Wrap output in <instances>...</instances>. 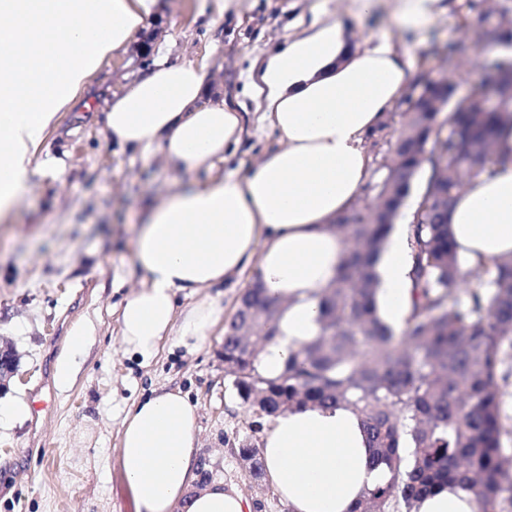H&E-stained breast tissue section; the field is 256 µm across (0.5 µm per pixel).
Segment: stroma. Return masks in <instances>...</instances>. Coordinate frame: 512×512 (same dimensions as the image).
Segmentation results:
<instances>
[{
	"instance_id": "obj_1",
	"label": "stroma",
	"mask_w": 512,
	"mask_h": 512,
	"mask_svg": "<svg viewBox=\"0 0 512 512\" xmlns=\"http://www.w3.org/2000/svg\"><path fill=\"white\" fill-rule=\"evenodd\" d=\"M318 3L345 24L352 47L383 37L409 62L395 111H409L411 96L443 78L455 86L448 110L478 97L486 107L497 105L489 84L493 45L480 34L512 20V0H435L431 21L416 33L401 29L399 0H378L376 12L358 19L350 16L356 0H240L220 18L201 12L200 0H157L128 51L94 78L86 105L62 113L49 133L54 167L41 168L31 191L0 221V342L18 359L0 399L48 407L0 426V512H130L118 470L121 418L135 400L163 386L188 393L198 408L201 482L237 486L257 512H289L238 456L241 447H260L271 417L244 401L226 374L222 332L192 352L164 348L146 364L120 347L121 302L142 280L128 260L136 225L180 184L208 175L173 172L160 158L114 143L103 124L102 91L120 90L161 57L206 65L212 99L227 101L243 117L241 140L216 172L251 164L279 140L256 121L250 70L296 33L298 21L310 20ZM455 45L467 48L456 69L443 52ZM59 166L64 175H56ZM79 330L87 339L74 354L70 342ZM70 354L74 380L61 389L55 364Z\"/></svg>"
}]
</instances>
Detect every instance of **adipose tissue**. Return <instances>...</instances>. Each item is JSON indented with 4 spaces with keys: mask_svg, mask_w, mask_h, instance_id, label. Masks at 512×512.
Listing matches in <instances>:
<instances>
[{
    "mask_svg": "<svg viewBox=\"0 0 512 512\" xmlns=\"http://www.w3.org/2000/svg\"><path fill=\"white\" fill-rule=\"evenodd\" d=\"M154 0H0V219L42 165L47 135L75 108L91 77L127 51ZM407 66L388 40L353 53L343 23L314 6L311 21L265 54L249 76L261 126L280 146L247 170L215 175L238 143L240 117L207 97L206 71L158 63L106 100L119 145L161 157L176 172L213 176L177 190L138 224L132 265L143 283L125 296L119 336L150 362L167 342L200 347L224 322L220 299L199 293L253 270L278 303L276 336L257 363L279 377L289 356L319 336L320 298L339 276L347 246L332 231L373 177L365 143L401 97ZM497 163L472 176L448 223L470 263L512 255V122L498 131ZM410 249L398 234L380 260L379 305L403 326L412 305ZM186 308H178L179 297ZM197 408L178 390H151L124 414L120 475L132 512H254L236 487L200 485ZM266 479L290 512H353L386 485L357 415L348 407L284 411L261 445Z\"/></svg>",
    "mask_w": 512,
    "mask_h": 512,
    "instance_id": "obj_1",
    "label": "adipose tissue"
}]
</instances>
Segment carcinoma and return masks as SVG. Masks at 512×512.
<instances>
[{
  "label": "carcinoma",
  "mask_w": 512,
  "mask_h": 512,
  "mask_svg": "<svg viewBox=\"0 0 512 512\" xmlns=\"http://www.w3.org/2000/svg\"><path fill=\"white\" fill-rule=\"evenodd\" d=\"M497 70L499 91H512V62ZM432 95L425 87L399 114L371 199L332 226L348 249L340 278L321 297L320 336L290 357L280 377H263L255 337L272 338L276 309L259 288L242 294L251 316L235 312L224 336V368L261 412L345 404L358 416L373 461L387 464L392 479L352 512H416L422 495L448 486L468 491L479 512L512 507V448L502 441L503 387L512 382V257L493 261L489 278L485 265L463 269L448 224L455 195L486 171L497 129L512 113L458 108L445 135L437 113L421 106ZM420 153L430 176L409 224L413 301L397 334L376 307V265ZM238 453L260 479L258 449Z\"/></svg>",
  "instance_id": "1"
}]
</instances>
